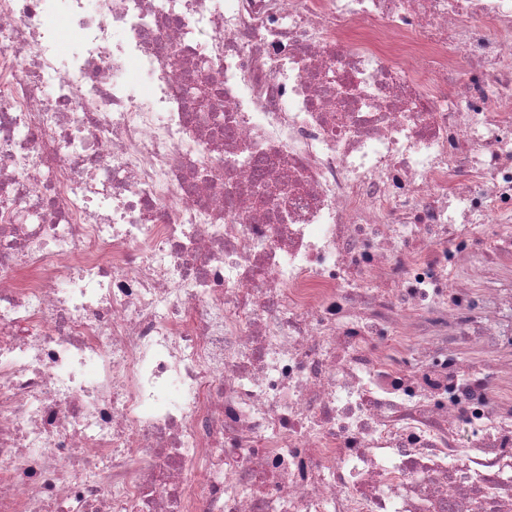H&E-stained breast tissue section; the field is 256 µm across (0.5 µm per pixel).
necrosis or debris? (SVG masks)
Instances as JSON below:
<instances>
[{
  "mask_svg": "<svg viewBox=\"0 0 512 512\" xmlns=\"http://www.w3.org/2000/svg\"><path fill=\"white\" fill-rule=\"evenodd\" d=\"M0 512H512V0H0Z\"/></svg>",
  "mask_w": 512,
  "mask_h": 512,
  "instance_id": "obj_1",
  "label": "necrosis or debris"
}]
</instances>
